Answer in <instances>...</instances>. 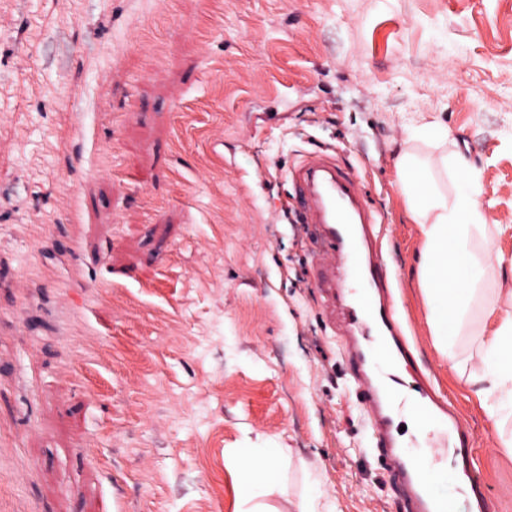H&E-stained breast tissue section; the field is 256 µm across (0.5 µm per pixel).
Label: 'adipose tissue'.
I'll use <instances>...</instances> for the list:
<instances>
[{"instance_id":"1","label":"adipose tissue","mask_w":512,"mask_h":512,"mask_svg":"<svg viewBox=\"0 0 512 512\" xmlns=\"http://www.w3.org/2000/svg\"><path fill=\"white\" fill-rule=\"evenodd\" d=\"M412 141L441 148L436 162L411 149L398 162L397 180L420 237L416 279L432 344L465 384L475 387L498 429V446L512 458V255L497 242L503 224L489 221L474 167L445 152L447 134L433 123ZM279 448H232L236 512H276L268 503L280 487Z\"/></svg>"}]
</instances>
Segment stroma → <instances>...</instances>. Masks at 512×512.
I'll return each mask as SVG.
<instances>
[{
    "instance_id": "stroma-1",
    "label": "stroma",
    "mask_w": 512,
    "mask_h": 512,
    "mask_svg": "<svg viewBox=\"0 0 512 512\" xmlns=\"http://www.w3.org/2000/svg\"><path fill=\"white\" fill-rule=\"evenodd\" d=\"M427 121L512 224V0H0V512H234L225 449L271 446L277 507L312 473L337 512H410L293 200L320 148L382 213L419 367L512 512L417 292L397 161Z\"/></svg>"
}]
</instances>
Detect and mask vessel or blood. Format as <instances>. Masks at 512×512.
I'll return each mask as SVG.
<instances>
[{
	"instance_id": "obj_1",
	"label": "vessel or blood",
	"mask_w": 512,
	"mask_h": 512,
	"mask_svg": "<svg viewBox=\"0 0 512 512\" xmlns=\"http://www.w3.org/2000/svg\"><path fill=\"white\" fill-rule=\"evenodd\" d=\"M302 220L317 225L318 249L337 258L336 272L317 278L327 303L338 306L344 327L339 345L353 370L356 392L376 445L404 486L411 512H446L435 481L439 465L454 454L465 466L454 476L457 495L478 488L469 468L474 440L469 428L425 387L392 301V281L377 250L378 212L353 168L335 155L309 152L290 171ZM410 417L423 432L420 447L407 448L398 422Z\"/></svg>"
}]
</instances>
